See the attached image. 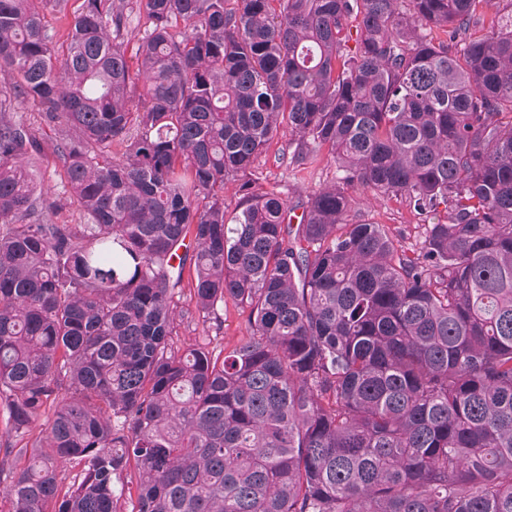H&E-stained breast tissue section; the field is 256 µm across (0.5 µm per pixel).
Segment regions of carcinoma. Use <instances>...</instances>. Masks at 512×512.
Returning a JSON list of instances; mask_svg holds the SVG:
<instances>
[{"mask_svg": "<svg viewBox=\"0 0 512 512\" xmlns=\"http://www.w3.org/2000/svg\"><path fill=\"white\" fill-rule=\"evenodd\" d=\"M495 0H0L8 512H512V10ZM494 14L486 16V10ZM145 21L136 68L126 12ZM426 33H421V30ZM31 101L84 224H46ZM344 176L295 205L256 162ZM239 182L234 207L224 183ZM421 225L348 221L349 188ZM196 311L247 313L229 351ZM45 418L44 429L33 425ZM82 3V0H70V10L68 14V18H63L59 14L55 12L46 11L45 12V20L48 28L54 34V41L59 47L67 37L68 25L71 20V11L73 8H77ZM357 202L349 219L355 221H374L388 224L405 246L414 245L420 236L418 224H431L432 214H417L405 197H375L370 192L356 190ZM192 276V268H189V265H187L183 273L186 289L179 302L178 310H180V313L190 310L192 318L189 315V323L186 322L185 318L184 324H181L180 335L177 338L178 345L186 347L196 343L203 344L211 339V348L218 345V347L222 348L224 346L226 350H230L245 333L246 313L232 303H228L226 307L224 306V323H222L221 329L217 333V338L214 339L215 331L211 323L205 321L202 318V314L199 316L197 312L195 313L194 303L190 300L188 284L191 282Z\"/></svg>", "mask_w": 512, "mask_h": 512, "instance_id": "carcinoma-1", "label": "carcinoma"}]
</instances>
